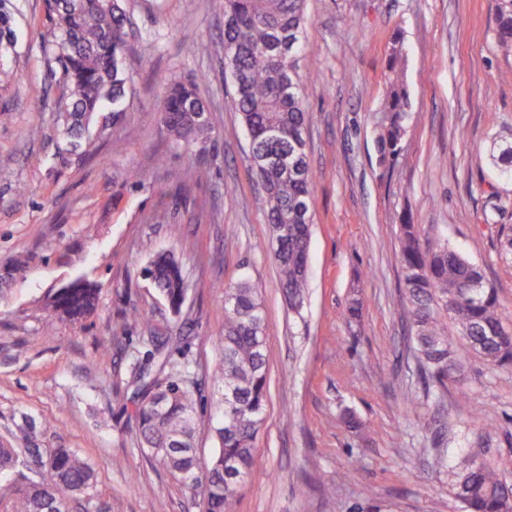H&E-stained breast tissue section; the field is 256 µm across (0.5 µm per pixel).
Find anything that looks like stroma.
<instances>
[{
  "mask_svg": "<svg viewBox=\"0 0 512 512\" xmlns=\"http://www.w3.org/2000/svg\"><path fill=\"white\" fill-rule=\"evenodd\" d=\"M122 4L137 31L121 55L132 77L125 110L107 127L92 117L76 142L57 121L70 82L53 0H0L13 30L0 43V441L53 421L47 442L96 469L93 507L73 512H202L140 450L131 356L145 335L171 337V363L200 376L211 400L204 375L218 357L223 287L245 279L265 311L268 403L254 442L261 466L241 481L233 512H463L452 471L486 419L499 430L483 455L512 457V367L491 366L461 342L455 378L425 392L399 300L400 219L410 215L422 243L446 240L480 266L512 328V256L503 252L512 179L492 159L494 143L512 136V56L495 49L491 0H306L298 66L312 77L304 103L316 190L298 313L276 286L249 138L226 106L231 87L214 52L220 0ZM186 41L194 55L182 52ZM397 45L411 108L401 151L384 163L377 133ZM189 78L213 132L187 150L164 134L159 103L164 80ZM32 153L40 166L28 165ZM201 162L212 178L198 186L191 171ZM164 251L183 261L178 318L141 274ZM80 279L98 284L97 312L49 320V296ZM355 297L362 315L352 323ZM132 307L140 320L126 318ZM347 410L359 431L345 427ZM442 417L451 426L437 442Z\"/></svg>",
  "mask_w": 512,
  "mask_h": 512,
  "instance_id": "obj_1",
  "label": "stroma"
}]
</instances>
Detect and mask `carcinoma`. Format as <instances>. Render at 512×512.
<instances>
[{"label":"carcinoma","mask_w":512,"mask_h":512,"mask_svg":"<svg viewBox=\"0 0 512 512\" xmlns=\"http://www.w3.org/2000/svg\"><path fill=\"white\" fill-rule=\"evenodd\" d=\"M306 0H222L224 34L218 53L231 81L228 108L240 115L250 141L260 152H290L296 171L288 174L258 164L252 167L265 190L266 220L277 243L274 258L278 288L290 306L302 309L308 288V248L313 226L314 182L307 151L296 150L308 122L304 82L298 56L304 51ZM59 59L70 83L64 120L81 135L83 120L112 104V118L125 111L128 77L119 59L131 36L130 18L120 0H82L70 16L55 6ZM497 49L512 54V0H494ZM411 106L404 82L386 89L379 125L381 161L395 159ZM161 122L169 140L189 146L212 132L210 109L196 84L168 83ZM419 225L401 224L402 301L412 330V349L428 389L440 390L457 369L456 338L496 367L512 366V331L498 313L497 289L478 265L439 240L420 244ZM173 315L183 308L181 262L171 253L155 256L144 268ZM99 303V288L79 282L67 295L53 297L47 312L79 321ZM265 315L248 281L224 286V331L216 338L219 358L212 368L218 448L207 463L194 448L196 392L191 375L158 373L138 361L131 367L136 385L137 433L147 458L157 462L202 498L204 512H228L239 483L260 460L253 448L267 403L268 349ZM162 408L153 406L157 390ZM54 428L42 423V432ZM36 425L26 426L23 448L0 443V474L13 473L8 493L0 495V512H69L73 499L90 504L96 496L93 467L72 448L40 442ZM465 512H506L512 505V461L468 456L455 472Z\"/></svg>","instance_id":"carcinoma-1"}]
</instances>
